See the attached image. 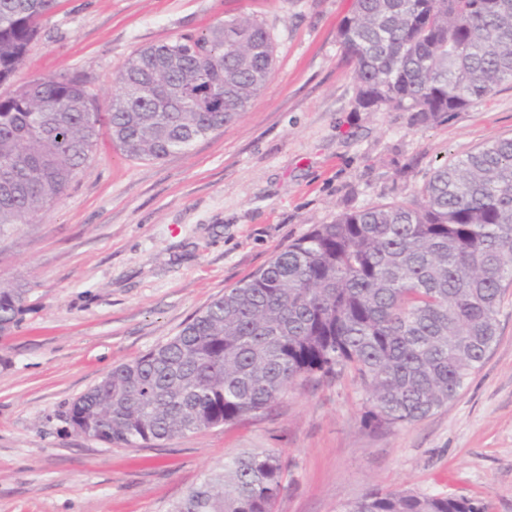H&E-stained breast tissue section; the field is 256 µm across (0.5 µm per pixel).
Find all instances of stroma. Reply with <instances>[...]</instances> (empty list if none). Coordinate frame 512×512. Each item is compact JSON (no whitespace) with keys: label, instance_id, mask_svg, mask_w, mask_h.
I'll return each mask as SVG.
<instances>
[{"label":"stroma","instance_id":"35a3bbf8","mask_svg":"<svg viewBox=\"0 0 512 512\" xmlns=\"http://www.w3.org/2000/svg\"><path fill=\"white\" fill-rule=\"evenodd\" d=\"M352 0H56L12 92L59 73L106 98L136 50L262 22L274 74L246 112L188 151L128 158L108 138L59 203L0 231V281L25 291L0 339V512H172L248 449L288 464L275 512H341L368 490L471 499L512 512V287L497 341L456 397L414 424L362 425L351 373L291 389L264 415L123 448L77 433L72 402L113 366L346 211L414 200L432 170L512 136V87L436 122L354 109L337 39Z\"/></svg>","mask_w":512,"mask_h":512}]
</instances>
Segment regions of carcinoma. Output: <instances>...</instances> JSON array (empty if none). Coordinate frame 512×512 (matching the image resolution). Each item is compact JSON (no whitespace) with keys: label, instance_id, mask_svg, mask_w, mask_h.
Masks as SVG:
<instances>
[{"label":"carcinoma","instance_id":"obj_1","mask_svg":"<svg viewBox=\"0 0 512 512\" xmlns=\"http://www.w3.org/2000/svg\"><path fill=\"white\" fill-rule=\"evenodd\" d=\"M55 0H0V84L24 64ZM355 104L434 122L512 84V0H353L338 30ZM259 22L128 58L105 102L78 75L0 96V230L60 201L106 135L128 157L188 150L245 111L271 79ZM512 284V138L437 167L410 204L345 212L224 291L184 328L112 368L71 404L85 437L143 447L263 415L288 389L345 370L367 427L413 424L453 399L492 350ZM24 290L0 282V337ZM287 470L271 450L224 463L175 512H274ZM343 512H479L470 500L369 490Z\"/></svg>","mask_w":512,"mask_h":512}]
</instances>
